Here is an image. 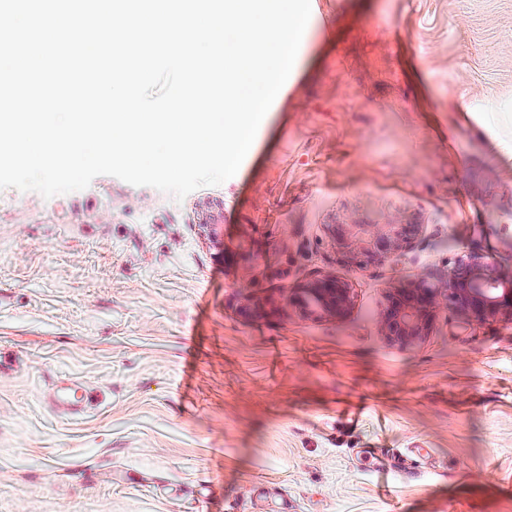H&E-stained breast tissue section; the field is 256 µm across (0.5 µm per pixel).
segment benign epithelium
Instances as JSON below:
<instances>
[{"mask_svg":"<svg viewBox=\"0 0 512 512\" xmlns=\"http://www.w3.org/2000/svg\"><path fill=\"white\" fill-rule=\"evenodd\" d=\"M416 224H338L336 242L357 265L381 263L409 247ZM352 288L333 274H316L289 289L288 303L304 316L339 320L352 306ZM451 310L466 323H512V275L502 272L489 253L468 252L456 258L440 287L424 280L401 282L392 288L380 325L390 344L409 347L430 334L436 315Z\"/></svg>","mask_w":512,"mask_h":512,"instance_id":"1","label":"benign epithelium"}]
</instances>
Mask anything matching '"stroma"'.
Instances as JSON below:
<instances>
[{
	"instance_id": "stroma-1",
	"label": "stroma",
	"mask_w": 512,
	"mask_h": 512,
	"mask_svg": "<svg viewBox=\"0 0 512 512\" xmlns=\"http://www.w3.org/2000/svg\"><path fill=\"white\" fill-rule=\"evenodd\" d=\"M315 6L221 185L0 189V512H512V324L443 310L402 348L379 322L463 252L512 273V0ZM338 224L418 233L360 268ZM317 273L343 320L289 306ZM352 300L349 282L333 274H316L288 291V303L304 316L339 320L350 311Z\"/></svg>"
}]
</instances>
